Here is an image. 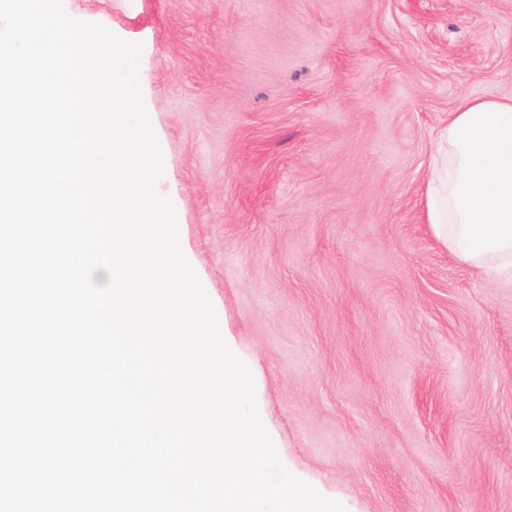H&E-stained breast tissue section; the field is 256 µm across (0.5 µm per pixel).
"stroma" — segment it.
<instances>
[{"mask_svg":"<svg viewBox=\"0 0 512 512\" xmlns=\"http://www.w3.org/2000/svg\"><path fill=\"white\" fill-rule=\"evenodd\" d=\"M142 43L157 183L286 467L346 512H512V286L423 199L512 0H63Z\"/></svg>","mask_w":512,"mask_h":512,"instance_id":"1","label":"stroma"}]
</instances>
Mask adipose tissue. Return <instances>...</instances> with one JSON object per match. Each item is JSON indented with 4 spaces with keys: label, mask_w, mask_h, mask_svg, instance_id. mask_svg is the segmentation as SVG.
Instances as JSON below:
<instances>
[{
    "label": "adipose tissue",
    "mask_w": 512,
    "mask_h": 512,
    "mask_svg": "<svg viewBox=\"0 0 512 512\" xmlns=\"http://www.w3.org/2000/svg\"><path fill=\"white\" fill-rule=\"evenodd\" d=\"M430 228L456 261L512 284V98H461L426 183Z\"/></svg>",
    "instance_id": "ef3b65f1"
}]
</instances>
